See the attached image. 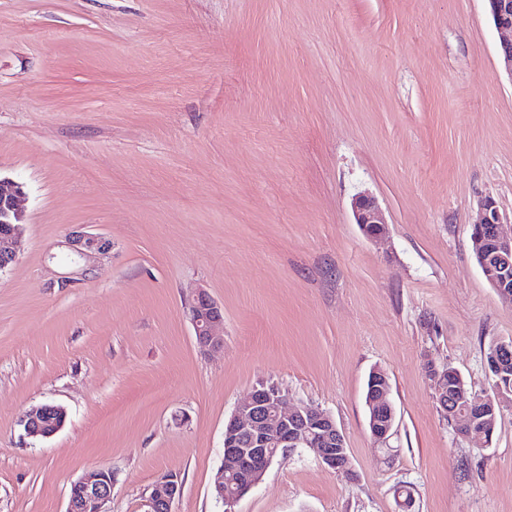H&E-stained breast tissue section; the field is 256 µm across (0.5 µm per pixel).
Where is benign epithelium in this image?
<instances>
[{"label":"benign epithelium","instance_id":"benign-epithelium-1","mask_svg":"<svg viewBox=\"0 0 512 512\" xmlns=\"http://www.w3.org/2000/svg\"><path fill=\"white\" fill-rule=\"evenodd\" d=\"M488 2L492 21L503 35L499 56L507 74L512 77V0ZM23 196L21 183L0 177V272L15 262L20 249ZM351 207L354 221L366 237L378 239L388 234V223L374 196L359 193L353 198ZM505 223L506 215L496 201L488 197L481 204L480 219L473 225L472 238L483 275L502 298L512 301V235L504 233ZM73 242L78 253L89 261L109 248V243L93 235H78ZM189 316L202 349L216 350L222 346L216 330L224 324V316L206 293L200 292L193 299ZM375 374L382 376L383 384L366 400V406L370 432L376 440L382 441L392 431L394 405L388 373L377 369ZM428 374L437 405L458 421L471 420V416L457 410L448 399L443 374L433 367ZM469 403L475 407L496 403L502 408L512 404L496 391L474 393ZM51 415L64 419L66 411L54 404H43L26 413L19 425L30 438L48 439L62 429L59 425L51 432L43 430L44 420ZM304 447L312 449L321 463L331 469L338 472L351 470L344 435L330 414L306 404L288 409L284 406V394L276 384H260L237 404L225 421L224 461L213 482L216 498L227 506L226 512H232V507L262 480L278 449L291 451ZM228 474L235 477V486L229 494L224 492V476ZM111 493L112 473L98 470L71 484L66 512H103ZM181 493L182 483L177 476L166 474L160 477L152 486L147 512H172Z\"/></svg>","mask_w":512,"mask_h":512}]
</instances>
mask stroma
<instances>
[{"mask_svg": "<svg viewBox=\"0 0 512 512\" xmlns=\"http://www.w3.org/2000/svg\"><path fill=\"white\" fill-rule=\"evenodd\" d=\"M499 42L486 0H0V175L25 192L0 272V512H65L101 468L106 512H146L171 473L173 512H512V407L477 450L426 372L482 391L488 342L512 339L471 240L484 197L512 214ZM361 191L385 238L355 224ZM78 232L110 251L84 260ZM263 381L335 419L354 476L298 448L229 510L224 423ZM42 404L66 424L27 437ZM355 224L370 239L386 237L388 223L377 199L368 193L355 195L351 203ZM189 316L198 345L204 350H216L222 339L216 334L224 324L221 308L205 293L199 292L189 306ZM376 375H381L384 382L379 386L378 391L371 394L370 398L366 400V406L369 412V429L372 436L378 440H385L392 431V417L394 405L391 399V386L389 382L388 373L382 369H374ZM385 416L383 424L378 423L377 419L381 415ZM387 417V418H386ZM50 415L57 417H49ZM49 417V418H48ZM48 420L45 422L44 420ZM62 418V423L57 426L52 432L43 430V423H46L47 429H51L55 420ZM51 420V421H49ZM66 411L64 408L54 404H43L38 406L24 415L19 421L25 435L30 438L48 439L57 434L65 424ZM182 493V483L173 474L160 477L152 486L147 500V512H172L174 502Z\"/></svg>", "mask_w": 512, "mask_h": 512, "instance_id": "obj_1", "label": "stroma"}]
</instances>
